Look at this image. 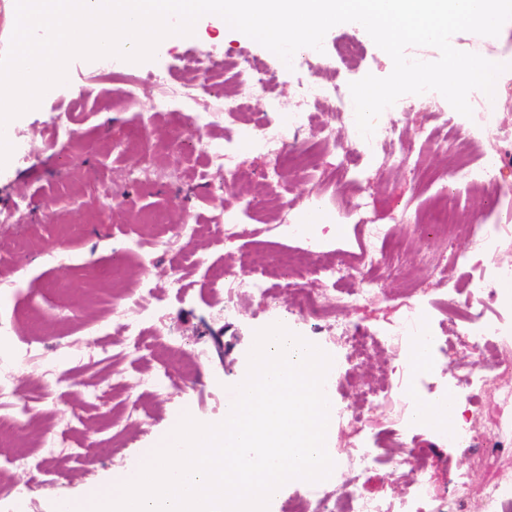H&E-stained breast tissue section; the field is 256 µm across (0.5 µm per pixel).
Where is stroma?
Returning <instances> with one entry per match:
<instances>
[{
	"label": "stroma",
	"mask_w": 512,
	"mask_h": 512,
	"mask_svg": "<svg viewBox=\"0 0 512 512\" xmlns=\"http://www.w3.org/2000/svg\"><path fill=\"white\" fill-rule=\"evenodd\" d=\"M357 43L354 63L343 62L341 47ZM453 46L506 64L493 95H469L474 114L456 112L444 97L426 101L405 95L413 111L436 110L426 125L384 115L394 124L390 140L379 149H360L356 164L340 167L336 152L326 150V132L348 137L352 124L335 100H312L308 108L327 131L308 134V148L318 164L289 166L290 182L277 184L286 205L276 223L251 207L258 193L256 178L270 159L255 139L267 124L286 119L300 87L316 84L348 92L351 82L366 75L388 76L391 58L367 32L355 25L326 34L324 56L287 73L274 53L245 34L209 18H201L193 35L166 53L142 63L129 62L123 74H103L100 63L80 57L67 68V81L39 106L9 123L12 142H23L26 155L12 154L0 168V322L10 325L0 337V352L13 355V379L0 387V423L24 427L32 445L17 457L11 442L0 443V470L10 489L0 494V512H55L58 501L88 503L91 491L112 492L123 473L140 463L147 449L170 433L182 413L202 423L224 417V403L248 362L257 330L281 323L308 336L334 354L336 399L333 432L327 441L332 457H345L353 447L371 448L376 437L398 438L394 454L420 448L429 458L427 479L438 491L451 489L465 475L472 501L482 488L498 482L512 487V446L476 455L467 446L451 448L432 432L414 430L417 408L448 395L464 414L479 412L486 437L494 439L500 419L512 416L495 387H487L478 403H470L459 381L477 353L460 340L462 322L442 309L463 289L470 267L486 270L512 266V236L491 254L470 250L469 220L487 213L482 198L463 178L449 176L448 148L462 140L486 147L499 141L498 120L512 122V22L495 37L459 33ZM204 51L243 61L265 60L276 76V103L258 97L249 112L233 117L219 111V97L200 94L179 104L185 116L209 111V135L235 148L226 171L237 173L233 193L215 198L206 186L203 152L185 154L174 143L163 113L153 106L159 87L125 98L124 73H161L177 86L194 80L188 59ZM496 107L498 119L487 123L479 114ZM422 157L426 172L414 177L405 157ZM164 171V179L134 181L135 160ZM450 186L448 203L464 222L453 239L458 264L442 273L426 268L415 225L429 211L442 186ZM59 200L46 210V198ZM320 201L331 223L308 239L288 228L297 223L309 198ZM385 225L394 248L387 260L372 267L378 286L359 306L340 307L336 320L359 323L375 340L388 343L389 360L404 356L408 339L391 338L394 325L408 308L421 313L438 341L430 348L425 370H385L376 348L357 352L335 343L329 320L298 318L269 311L257 296L234 289L224 278L226 263L248 267L265 280L279 303H286L294 284L327 288L319 273L326 262L359 265L369 251L366 225ZM421 290L409 296L410 277ZM128 293L113 301V285ZM234 304L224 313L225 304ZM164 374L160 387L138 386L139 378ZM382 392L353 422L348 408L361 404L369 388ZM348 469L334 467L322 482L290 481L271 500L268 512H288L292 499L311 492L344 491ZM360 492L399 508L409 498L407 482L378 467L359 485Z\"/></svg>",
	"instance_id": "35a3bbf8"
}]
</instances>
